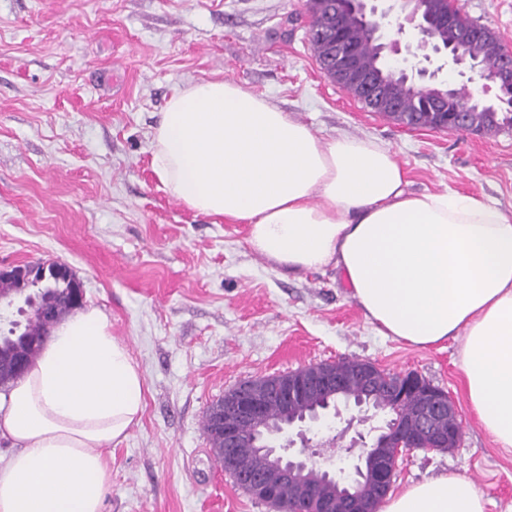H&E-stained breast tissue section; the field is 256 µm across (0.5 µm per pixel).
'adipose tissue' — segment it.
<instances>
[{"instance_id":"ef3b65f1","label":"adipose tissue","mask_w":512,"mask_h":512,"mask_svg":"<svg viewBox=\"0 0 512 512\" xmlns=\"http://www.w3.org/2000/svg\"><path fill=\"white\" fill-rule=\"evenodd\" d=\"M152 169L188 210L249 227L251 249L282 272L334 267L366 320L426 348L459 343L471 412L512 450V218L492 201L410 190L380 144L317 138L231 81L171 94ZM144 379L106 316L61 322L0 397V512H101L104 448L142 415ZM380 512H485L470 478L442 475L390 494Z\"/></svg>"}]
</instances>
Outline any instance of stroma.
<instances>
[{"instance_id":"1","label":"stroma","mask_w":512,"mask_h":512,"mask_svg":"<svg viewBox=\"0 0 512 512\" xmlns=\"http://www.w3.org/2000/svg\"><path fill=\"white\" fill-rule=\"evenodd\" d=\"M459 5L512 49V0ZM311 21L307 0H0V265L71 268L145 381L140 423L104 450L102 512H274L218 466L206 411L243 381L341 359L417 372L456 405L459 444L410 452L394 490L466 476L486 512H512V452L470 411L456 341L378 334L334 268L282 272L247 225L189 211L152 171L172 91L224 80L319 138L390 149L413 191L512 214V130H412L364 109L320 70Z\"/></svg>"}]
</instances>
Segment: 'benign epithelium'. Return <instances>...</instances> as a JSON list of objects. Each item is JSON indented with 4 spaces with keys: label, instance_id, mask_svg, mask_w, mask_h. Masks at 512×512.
<instances>
[{
    "label": "benign epithelium",
    "instance_id": "7a95c632",
    "mask_svg": "<svg viewBox=\"0 0 512 512\" xmlns=\"http://www.w3.org/2000/svg\"><path fill=\"white\" fill-rule=\"evenodd\" d=\"M379 0H311L310 9L326 20V30L321 32L327 59L343 61L335 67L331 78L350 95L362 99L374 112H396L393 101L383 97L379 82L372 71L356 61L352 48L346 44L350 18L362 22L364 28L381 46L385 68L395 77L408 81L429 78L432 84L423 87L429 93L428 107L443 114L448 111V96L456 88V81L435 78L442 67L430 72L411 64L409 45L402 44L401 35L411 30L414 38L432 55L441 56L451 64L453 74L473 83L481 81L484 94L495 89L512 91V61L506 62L495 74L485 72L469 52V45L479 41L487 44L498 42L490 28L471 20L453 0H448V11L439 9L436 0L423 6L417 0H395L397 7L383 9ZM436 21L440 29L455 30L456 42L447 44L441 34L430 26ZM379 367L369 361L358 362L357 373L367 387L386 384V377L377 375ZM420 389L424 392V406L419 419L410 426L394 421L373 428L380 433L375 444L363 435L352 441L351 447L362 448L357 463L350 467H338L333 456L310 448V439L303 427L318 424L329 416L338 417L341 411L332 413L320 409L323 400L344 392V386L330 363L305 366L288 374H279L267 381H249L224 394V400L212 413L214 429L224 439V471L235 475L244 487L261 497L283 484L290 485L294 497L289 505L280 507L281 512H378V506L388 495L400 457L414 449L440 450L455 446L461 436L458 427L445 428L442 417L457 416L449 395L442 389L412 373L400 374L396 384L389 388L400 398ZM304 397L312 409L308 414H298V399ZM278 399L281 405L280 425L264 433L256 423L266 403ZM298 429V440L279 442L282 435ZM299 449H294L296 444ZM254 452L265 454L269 459L267 469L255 475L246 465Z\"/></svg>",
    "mask_w": 512,
    "mask_h": 512
}]
</instances>
